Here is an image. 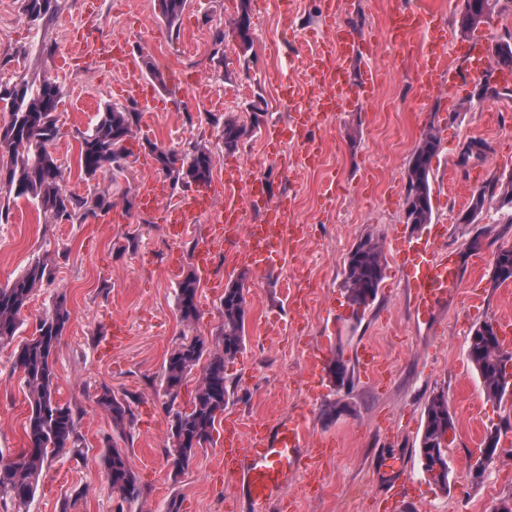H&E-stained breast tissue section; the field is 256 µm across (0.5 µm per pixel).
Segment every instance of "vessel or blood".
Segmentation results:
<instances>
[{
  "instance_id": "b4317fda",
  "label": "vessel or blood",
  "mask_w": 512,
  "mask_h": 512,
  "mask_svg": "<svg viewBox=\"0 0 512 512\" xmlns=\"http://www.w3.org/2000/svg\"><path fill=\"white\" fill-rule=\"evenodd\" d=\"M403 37L427 36L429 47L427 59L418 70L416 83L421 91L452 93L457 73L452 61L440 59L437 47L446 40L435 12L412 7L400 8ZM331 26V40L326 43L321 58L315 64L321 85V104L325 110L339 112L354 98L367 97L373 93L378 75L373 67H366L359 82H352L349 63L357 56L374 57V44L361 34L344 27L336 11L327 14ZM103 58L121 64L125 71L121 91L125 97L140 101L151 107L152 96L144 81L138 76L133 61L125 56L115 41H103L100 46ZM468 70L482 74L490 66V48L484 39L477 38L463 48ZM166 182L158 178L148 179L142 186L139 199L143 210L161 211L163 223L174 230L185 231L197 224L200 216L209 210L212 196L203 188L171 198ZM270 192L264 177H245L235 164L224 168V205L236 206L240 198L264 211L265 219L260 224H249L243 229L247 240L245 247L235 255L237 265L246 268H261L268 261L273 243L290 241L296 232V221L287 208H269ZM169 199L165 209H158L162 199ZM227 236L223 225H209L206 235L196 243L193 259L202 273H209L211 259L217 247L222 246ZM399 254L403 272L410 288V302L416 315L422 318L453 300L462 286L459 264L453 252L437 253L434 238L416 244H400ZM309 445L306 419L301 415H287L274 426L256 423L244 431H232L224 438V472L239 478L247 493L253 512H271V505L281 496L288 475L298 469Z\"/></svg>"
}]
</instances>
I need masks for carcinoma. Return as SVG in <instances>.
Masks as SVG:
<instances>
[{
	"instance_id": "carcinoma-1",
	"label": "carcinoma",
	"mask_w": 512,
	"mask_h": 512,
	"mask_svg": "<svg viewBox=\"0 0 512 512\" xmlns=\"http://www.w3.org/2000/svg\"><path fill=\"white\" fill-rule=\"evenodd\" d=\"M25 17L31 22L49 19L56 11L58 0H23ZM498 0H463L456 29L466 37L485 24L484 17L495 13ZM189 5V0H158L160 18L174 26ZM252 26L251 0H238L237 18L232 28L215 29L211 58L224 61V47L233 42L243 52L253 47L249 36ZM146 74L160 87H167L165 77L149 55L141 57ZM512 68V39L497 41L491 49L488 73L500 68ZM60 87L46 75L39 80L24 76L13 83L0 84V104L9 112L10 119L0 125V155L8 157L0 167V200L20 198L34 200L43 212L59 221L85 223L112 208L106 193L81 196L64 187L65 171L50 150L57 135V105ZM262 112L253 113L252 123L245 124L226 116L222 121L221 137L224 150L234 152L239 143L260 129ZM142 113L136 108L105 105L95 127L81 134L78 165L86 180H93L107 169L123 171L132 156L129 148L134 128ZM159 165V171L177 187L205 185L211 181L213 157L208 147L194 143L191 149L178 152L156 143H147ZM441 139L434 128L419 138L406 169L404 199L405 223L423 225L433 219L431 199V162L438 154ZM497 200V211L504 224H512V171L494 178L489 188L473 193L468 211L473 213L469 223L476 224L485 212V206ZM47 265L41 260L32 262L14 280L0 287V347L14 342L23 326L20 319L36 288L48 279ZM385 277V263L377 241L367 236L360 239L349 252L343 270V288L348 306L354 308L353 320H361L362 313L375 301ZM247 272L243 271L228 282L220 301L221 324L218 327V345L207 349L200 336L183 337L171 351L163 365L162 377L171 401H176L180 389L192 370L202 366V377L185 407L173 413L170 427L171 445L165 454L172 459L176 470L188 466L196 449L211 441L215 423L233 396L227 383L226 364L234 360L245 347V323L249 311L245 288ZM512 282V245L497 247L494 257L492 282L499 286ZM199 279L186 274L178 282L177 310L180 320L188 325L199 318L197 293ZM70 320L65 295L58 296L31 336L14 349V368L22 375L27 391L29 414L24 424L26 447L8 458L0 454V508L22 509L33 497L48 460L63 455L77 456L82 444L78 425L80 412L56 399L57 376L53 355L57 343ZM512 360V351L503 348L493 324L484 321L473 326L467 338V360L481 379L488 399L501 402L510 393L502 383L504 361ZM335 385L341 387L350 380L348 365L341 352H336L327 365ZM97 404L110 416L118 437L127 435L126 428L133 424L128 402L108 387L97 396ZM455 423L448 410V401L442 395L434 396L426 406L425 422L419 441V456L449 467L447 449L441 439ZM105 478L112 493L124 502H136L143 495L129 452L117 442L103 453Z\"/></svg>"
}]
</instances>
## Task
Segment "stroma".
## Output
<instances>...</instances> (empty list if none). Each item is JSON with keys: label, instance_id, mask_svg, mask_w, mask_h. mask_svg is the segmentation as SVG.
Returning <instances> with one entry per match:
<instances>
[{"label": "stroma", "instance_id": "stroma-1", "mask_svg": "<svg viewBox=\"0 0 512 512\" xmlns=\"http://www.w3.org/2000/svg\"><path fill=\"white\" fill-rule=\"evenodd\" d=\"M342 23L351 30L382 37L397 0H344ZM264 16L252 20L254 47L241 55L227 47L223 64L210 61L212 33L236 16L237 0H191L175 28L159 19L157 0H59L57 14L32 23L22 0H0V83L19 76L51 75L61 89L58 133L51 146L65 169L69 192H109L111 210L82 224L57 222L37 203L20 199L0 220V285L20 275L38 258L51 279L43 283L23 311L22 336H29L57 295H65L68 327L54 355L60 401L80 410L78 430L84 438L79 457L53 458L39 481L26 512H250L238 480L221 465L223 422L212 439L197 449L184 471H176L165 454L170 445L168 397L160 380L167 354L183 335L205 339L215 348L222 291L213 282H228L239 272L233 256L240 241L220 248L198 291L199 319L184 326L176 308L177 283L192 271L197 236L205 230L172 238L166 226L140 207H127L143 178L158 165L146 150L149 142L183 150L197 141L213 155L212 183L224 180L227 163L246 173L263 174L274 199L290 201L305 238L292 255H277L264 271L247 274L249 312L246 342L229 364L226 376L234 394L225 419L245 428L261 421L275 424L300 412L311 439L329 440L332 451L321 461L316 481L305 470L289 474L284 497L293 512H379L395 480L386 458L404 461L409 490L395 501V512H488L512 495V428L502 433L501 452L480 484L468 475L470 459L491 428L512 421V395L501 403L487 401L467 362V336L479 322L512 317V283L493 285L491 270L498 246L512 245V224L497 223L489 211L480 225L459 223L457 198L485 187L494 175L512 171V100L477 104L476 78L456 84L447 98L417 105L414 73L418 45L397 49L382 45L376 58L354 59L353 77L375 66L379 82L370 100L332 114L315 131L323 141V159L300 174L286 172L283 155L297 148L286 133L290 109L282 91L293 88L303 98L304 73L298 60L308 57L325 34L324 0H266ZM120 38L132 60L152 56L170 78L156 88L153 110L143 112L132 141L133 155L120 174L99 173L87 181L79 175L81 133L97 123L104 105H124L118 85L122 71L98 59L103 40ZM54 53L42 52V45ZM206 84L224 104L219 114L248 120L253 107L264 113V126H278L277 156H270L261 136L242 141L235 152L224 149L210 121V106L193 89ZM439 129L441 148L431 164L433 221L416 227L403 221L405 169L423 131ZM484 139L488 159L468 167L457 164L462 144ZM484 230L483 247L469 243ZM439 233L444 247L456 253L463 284L458 298L419 320L409 305V288L392 238L408 244ZM378 239L385 257V277L376 300L359 322L348 320L343 288L344 263L353 245L365 236ZM303 283L304 317L294 318L288 287ZM123 320L125 338L107 348L113 320ZM373 348L381 369L363 372L359 357ZM324 358L342 354L353 371L351 382L336 387L323 378L310 389L303 374L311 352ZM126 395L134 414L129 450L143 488L142 498L122 505L104 477V444L113 437L108 414L96 403L101 387ZM444 395L455 421L448 449L450 492L431 484L422 468L418 445L425 408ZM349 411L327 421V403ZM28 400L22 375L13 366L11 348L0 349V454L23 448Z\"/></svg>", "mask_w": 512, "mask_h": 512}]
</instances>
